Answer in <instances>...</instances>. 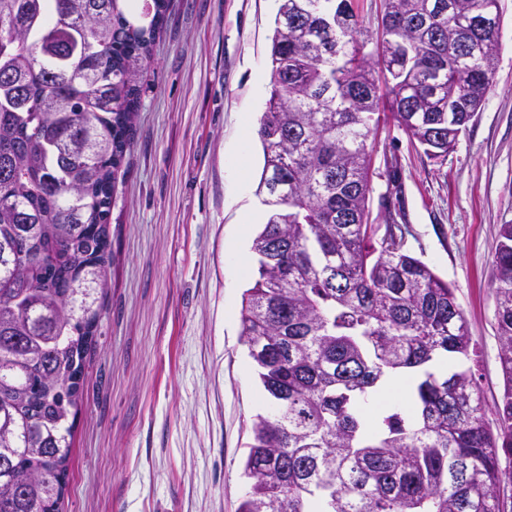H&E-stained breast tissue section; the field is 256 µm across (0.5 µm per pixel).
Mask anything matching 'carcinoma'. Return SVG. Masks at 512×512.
<instances>
[{
    "mask_svg": "<svg viewBox=\"0 0 512 512\" xmlns=\"http://www.w3.org/2000/svg\"><path fill=\"white\" fill-rule=\"evenodd\" d=\"M485 0H383L375 50L354 0H279L270 95L257 135L266 222L240 336L272 413L251 423L238 512H503L512 481V224L493 260L504 379L486 421L454 288L373 238L372 154L392 118L442 162L493 85L478 26L448 59V9ZM168 0H0V512H58L69 416L100 309L108 214L132 143L140 72ZM414 373L405 408L369 406Z\"/></svg>",
    "mask_w": 512,
    "mask_h": 512,
    "instance_id": "1",
    "label": "carcinoma"
}]
</instances>
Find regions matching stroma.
<instances>
[{
  "label": "stroma",
  "mask_w": 512,
  "mask_h": 512,
  "mask_svg": "<svg viewBox=\"0 0 512 512\" xmlns=\"http://www.w3.org/2000/svg\"><path fill=\"white\" fill-rule=\"evenodd\" d=\"M139 80L133 145L108 218L110 257L60 512H237L265 406L240 340L255 277L242 223L257 197L277 0H169ZM493 87L446 159L395 122L372 143L369 221L454 288L488 421L503 394L491 288L512 224V0Z\"/></svg>",
  "instance_id": "35a3bbf8"
}]
</instances>
